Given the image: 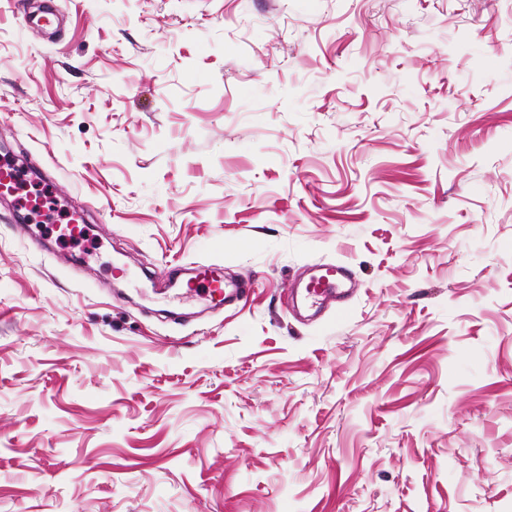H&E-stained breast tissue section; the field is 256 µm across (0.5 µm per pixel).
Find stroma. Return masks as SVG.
<instances>
[{
  "mask_svg": "<svg viewBox=\"0 0 512 512\" xmlns=\"http://www.w3.org/2000/svg\"><path fill=\"white\" fill-rule=\"evenodd\" d=\"M3 141L0 512H512V0H0ZM350 276V269L344 263L322 264L313 268L300 288L304 297L313 303L333 300L336 302V314L343 315L348 308L342 287ZM211 266H201L190 269L194 274L188 279L193 284H204L205 290L211 299H215L219 304L224 300V306L235 302H240L246 298L249 291V278H244L238 288L229 290L223 280L215 273ZM224 288V298H223Z\"/></svg>",
  "mask_w": 512,
  "mask_h": 512,
  "instance_id": "obj_1",
  "label": "stroma"
}]
</instances>
